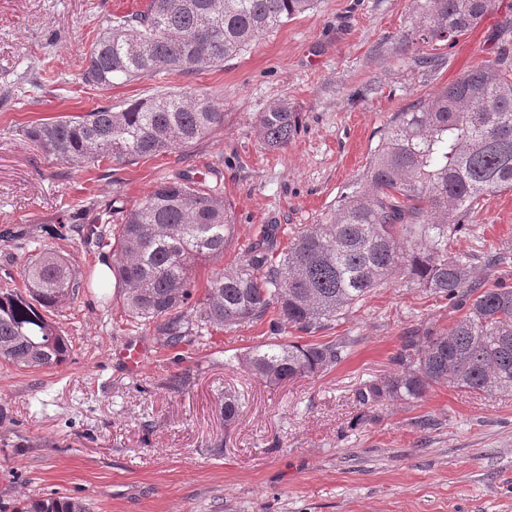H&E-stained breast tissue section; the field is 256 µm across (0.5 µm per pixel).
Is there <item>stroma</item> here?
Here are the masks:
<instances>
[{"label":"stroma","instance_id":"stroma-1","mask_svg":"<svg viewBox=\"0 0 512 512\" xmlns=\"http://www.w3.org/2000/svg\"><path fill=\"white\" fill-rule=\"evenodd\" d=\"M425 0H318L315 8L223 65L142 78L108 91L84 87L80 67L93 30L145 0H0V232L61 250L82 287L55 313L68 360L26 370L0 363V512L21 498L63 493L91 512H512V395L439 387L415 404L360 407L364 382L393 373L404 336L445 327L452 304L415 284L375 289L326 334L354 338L331 372L271 386L235 363L261 328L214 333L163 348L149 325L123 323L120 290L100 287L110 252L60 239L72 205L132 206L185 170L220 187L236 224L225 262L267 224L320 223L359 182L382 130L417 99L493 59H512V0L454 45L438 44L435 69L416 66L411 35ZM50 63L46 93L33 68ZM188 89L224 102V127L187 151L132 165L59 162L27 139L31 122ZM288 100L303 115L287 147L266 148L258 118ZM482 239L455 236L452 258L512 259V189L485 197L467 218ZM149 358L129 373L114 356L126 342ZM186 372L191 384L170 390ZM239 416L225 425V393Z\"/></svg>","mask_w":512,"mask_h":512}]
</instances>
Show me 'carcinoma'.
<instances>
[{"label":"carcinoma","instance_id":"1","mask_svg":"<svg viewBox=\"0 0 512 512\" xmlns=\"http://www.w3.org/2000/svg\"><path fill=\"white\" fill-rule=\"evenodd\" d=\"M315 0H146L134 13L106 19L81 72L109 90L143 77L192 75L246 50L257 38L312 10ZM495 0H426L415 40L453 43ZM213 95L166 92L120 110L110 105L62 115L24 129L45 153L80 167L108 160L135 164L224 128ZM301 113L280 100L261 113L260 137L281 149L298 134ZM512 189V69L497 58L396 113L371 152L364 181L341 195L318 224L283 243L266 225L238 261L207 276L235 231L221 192L188 173L158 182L136 206L82 205L68 233L112 252L129 324L152 325L163 346L200 342L215 331L265 327V341L236 357L270 385L326 373L351 354L342 337L302 342L326 330L394 280L418 284L452 302L462 316L446 328L405 337L398 372L363 384L360 405L417 402L438 386L496 396L512 392V285L480 277L468 257H448L485 195ZM27 291L0 293V362L39 369L59 365L70 344L49 313L68 306L80 282L71 261L47 247L20 269ZM16 512H89L79 499L52 494Z\"/></svg>","mask_w":512,"mask_h":512}]
</instances>
